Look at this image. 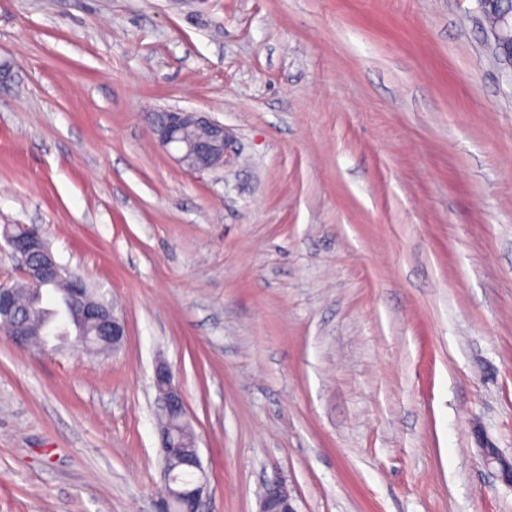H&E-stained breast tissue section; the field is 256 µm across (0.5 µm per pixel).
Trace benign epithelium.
Here are the masks:
<instances>
[{"mask_svg": "<svg viewBox=\"0 0 512 512\" xmlns=\"http://www.w3.org/2000/svg\"><path fill=\"white\" fill-rule=\"evenodd\" d=\"M496 49L512 58V35L494 26ZM151 134L155 143L162 148L185 172L193 174L224 168L226 153V133L224 125L209 118L204 112L185 109H168L152 118ZM28 239L14 235L10 230L3 232L4 240L10 249L9 255L17 260L23 270L25 281L32 288H48L50 281L67 283L63 289V307L58 322L44 332H36L21 314L15 288L0 283V321L8 325V336L18 347L32 344L46 346L44 338L57 335L62 329L70 333L75 329L78 342L90 350L107 343L112 349L121 346L126 336L124 322L116 314L114 302L104 298L93 301L86 297L87 282L81 276L50 255L41 244L42 238L33 226H25ZM93 321L98 326L97 342L91 343L84 334L85 323ZM153 384L157 392L159 417L176 424L158 427L162 457L170 465L163 468L165 497L162 512H199V506L207 486L206 473L199 453L189 458L178 456L183 426L189 417L184 395L175 380L169 365L160 360L154 368ZM486 462L497 464L503 478L512 483V462L502 457L495 448L483 449ZM186 467L194 474L192 483L183 485L171 478V473ZM259 512H297L288 487L276 483L267 488L260 501Z\"/></svg>", "mask_w": 512, "mask_h": 512, "instance_id": "benign-epithelium-1", "label": "benign epithelium"}]
</instances>
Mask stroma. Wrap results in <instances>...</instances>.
I'll return each mask as SVG.
<instances>
[{
    "label": "stroma",
    "instance_id": "stroma-1",
    "mask_svg": "<svg viewBox=\"0 0 512 512\" xmlns=\"http://www.w3.org/2000/svg\"><path fill=\"white\" fill-rule=\"evenodd\" d=\"M0 229L117 305L0 332V512H157V361L201 512H512V63L481 0H0ZM223 123L224 168L154 142ZM151 134L155 143L187 173L224 168V125L205 112L185 109L160 112L152 118ZM259 512H297L288 487L276 483L267 488L260 501Z\"/></svg>",
    "mask_w": 512,
    "mask_h": 512
}]
</instances>
